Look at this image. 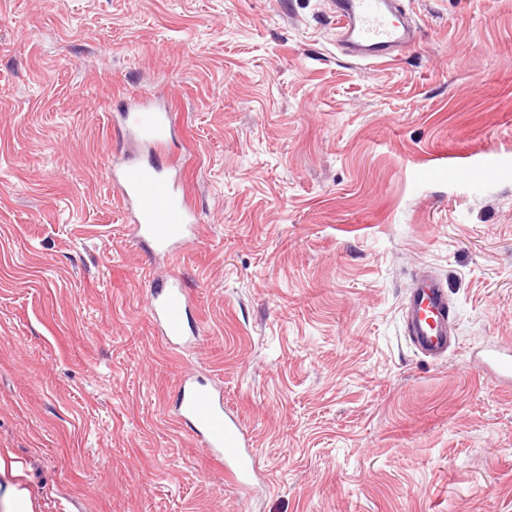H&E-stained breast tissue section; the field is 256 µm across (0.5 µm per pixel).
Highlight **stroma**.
<instances>
[{"label":"stroma","mask_w":512,"mask_h":512,"mask_svg":"<svg viewBox=\"0 0 512 512\" xmlns=\"http://www.w3.org/2000/svg\"><path fill=\"white\" fill-rule=\"evenodd\" d=\"M396 60L339 45L329 0H0V459L32 512H512V0H402ZM160 93L200 233L137 241L109 180ZM199 336L165 343L154 277ZM458 345L402 334L420 273ZM221 384L250 493L169 409ZM485 373L505 390L512 389V350L504 348L490 349L484 361Z\"/></svg>","instance_id":"1"}]
</instances>
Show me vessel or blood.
Masks as SVG:
<instances>
[{
  "instance_id": "1",
  "label": "vessel or blood",
  "mask_w": 512,
  "mask_h": 512,
  "mask_svg": "<svg viewBox=\"0 0 512 512\" xmlns=\"http://www.w3.org/2000/svg\"><path fill=\"white\" fill-rule=\"evenodd\" d=\"M336 19L344 30L350 56L362 61L394 58L416 41L395 0H336ZM124 123L130 136L154 149L163 148L173 127L170 112L152 95H139L127 106ZM123 200L131 210L139 240L158 255H176L195 236L196 211L186 193L171 184L162 168L131 161L113 171ZM187 292L179 275H167L151 289L148 314L167 343L185 340L188 332ZM452 316L443 284L418 277L403 314L404 334L424 358L437 361L453 346ZM484 370L506 390L512 389V350L489 351ZM180 423L200 437L212 459L224 470L226 482L246 490L257 471L245 435L224 409L221 389L201 380L183 379L175 401Z\"/></svg>"
}]
</instances>
